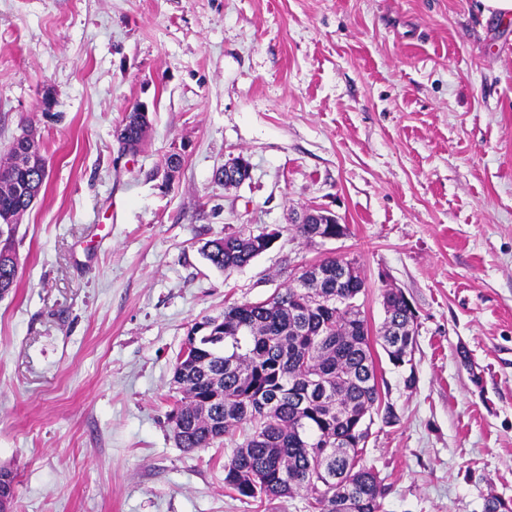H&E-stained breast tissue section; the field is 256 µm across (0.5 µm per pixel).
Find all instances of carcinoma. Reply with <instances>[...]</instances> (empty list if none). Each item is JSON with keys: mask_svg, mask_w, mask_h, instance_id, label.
Instances as JSON below:
<instances>
[{"mask_svg": "<svg viewBox=\"0 0 512 512\" xmlns=\"http://www.w3.org/2000/svg\"><path fill=\"white\" fill-rule=\"evenodd\" d=\"M137 152L147 129L120 122ZM22 142H12L0 163V292L17 286L14 248L20 218L46 186L49 172L20 167ZM203 254L218 270L242 268L261 254L243 234L205 243ZM320 266L338 273L310 294L294 286L259 302L232 303L220 317L193 324L186 345L192 365L176 378L184 392L172 414L183 430L185 449L229 447L224 487L253 500L303 495L308 512H384L383 479L364 464L368 438L362 418L372 412L384 425L399 421L393 404L382 402L370 325L358 299L362 274L343 275L353 260L327 257ZM385 320L379 332L389 364L403 367V347L416 337L387 335L405 327L406 306L382 291Z\"/></svg>", "mask_w": 512, "mask_h": 512, "instance_id": "carcinoma-1", "label": "carcinoma"}]
</instances>
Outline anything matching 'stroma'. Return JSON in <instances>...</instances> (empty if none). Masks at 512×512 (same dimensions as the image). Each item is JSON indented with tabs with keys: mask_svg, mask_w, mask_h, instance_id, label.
<instances>
[{
	"mask_svg": "<svg viewBox=\"0 0 512 512\" xmlns=\"http://www.w3.org/2000/svg\"><path fill=\"white\" fill-rule=\"evenodd\" d=\"M26 131L49 178L0 298L10 512H305L231 495L223 445L179 448L167 415L196 321L330 256L360 266L372 329L387 285L417 314L411 368L375 352L400 416L364 454L386 512L512 505V22L480 0H0V161ZM239 156L249 179L215 183ZM307 208L346 235L297 237ZM273 229L243 268L201 254ZM137 113V121L139 123H149L148 119V110L145 106H142L141 108H138L136 111L130 112V115L127 114L123 117L121 122L118 126H116L114 130V134H116L119 131V128H122V132L126 133L125 139L131 142L132 144V153H135L140 148L141 144L145 140L147 136V130L149 125H147L145 128L143 126H138L132 124V122L125 123L127 118L134 117Z\"/></svg>",
	"mask_w": 512,
	"mask_h": 512,
	"instance_id": "1",
	"label": "stroma"
}]
</instances>
